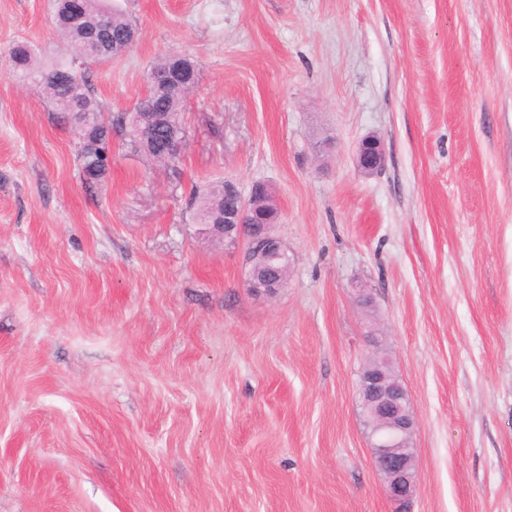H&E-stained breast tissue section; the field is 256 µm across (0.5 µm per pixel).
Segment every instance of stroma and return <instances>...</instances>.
<instances>
[{"mask_svg":"<svg viewBox=\"0 0 512 512\" xmlns=\"http://www.w3.org/2000/svg\"><path fill=\"white\" fill-rule=\"evenodd\" d=\"M108 3L138 37L90 66L104 111L199 63L183 163L116 137L88 183L6 60L60 56L53 0H0V512H396L357 395L379 348L411 512H512V0ZM226 180L275 194V294L197 233L192 187ZM357 165L366 175H372L383 170L386 153L382 142L375 136L364 137L357 148Z\"/></svg>","mask_w":512,"mask_h":512,"instance_id":"1","label":"stroma"}]
</instances>
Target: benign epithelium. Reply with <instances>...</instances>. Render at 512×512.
<instances>
[{
	"label": "benign epithelium",
	"mask_w": 512,
	"mask_h": 512,
	"mask_svg": "<svg viewBox=\"0 0 512 512\" xmlns=\"http://www.w3.org/2000/svg\"><path fill=\"white\" fill-rule=\"evenodd\" d=\"M357 165L366 175L383 170L386 153L374 136L364 137L357 148ZM227 194L235 206L224 210V223L201 224L198 233L207 239H226L246 244L245 287L270 294L284 285L282 272L272 262L286 256L280 242L265 232V225L250 210L251 200L237 184L227 181ZM359 399L373 448V464L381 475L389 498L400 512L416 491V455L410 441L415 418L408 394L377 362L367 366L359 379Z\"/></svg>",
	"instance_id": "benign-epithelium-1"
}]
</instances>
